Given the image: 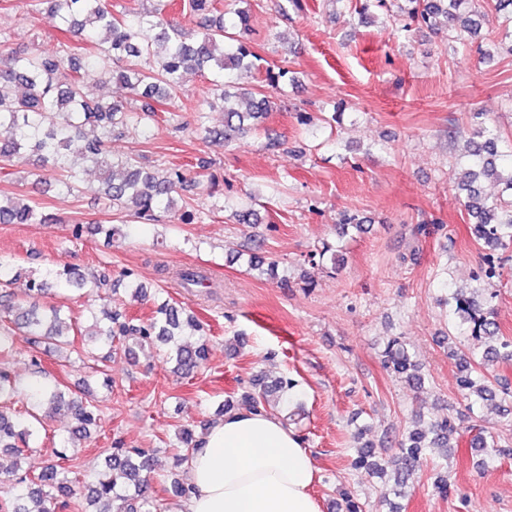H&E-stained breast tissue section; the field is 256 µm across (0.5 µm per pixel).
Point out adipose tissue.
<instances>
[{"label": "adipose tissue", "instance_id": "adipose-tissue-1", "mask_svg": "<svg viewBox=\"0 0 512 512\" xmlns=\"http://www.w3.org/2000/svg\"><path fill=\"white\" fill-rule=\"evenodd\" d=\"M191 492L180 512H321L319 470L282 415L226 412L183 464Z\"/></svg>", "mask_w": 512, "mask_h": 512}]
</instances>
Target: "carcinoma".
<instances>
[{"label":"carcinoma","mask_w":512,"mask_h":512,"mask_svg":"<svg viewBox=\"0 0 512 512\" xmlns=\"http://www.w3.org/2000/svg\"><path fill=\"white\" fill-rule=\"evenodd\" d=\"M234 10L236 19L224 22L215 0H153V6L138 11L117 7L108 0H44L57 18L64 39L51 51L0 52V169L9 174L13 159L23 153L50 164L60 173V186L71 194L77 190L84 173L92 167L105 180V196L117 212L131 211L144 221H157V213L173 212L176 197L190 190L191 179L178 166L145 165L128 156L114 160L108 143L129 130L147 127L155 112L170 111L182 89L184 77L198 73L207 80L204 107L197 111V125L206 127L208 112H224V129L215 136L228 144L248 136L259 128L272 100L250 83L260 71L261 60L253 46L245 41L250 7L247 0ZM473 0H404L399 6L402 30L427 28L446 31L455 38L464 33L475 35L486 23L485 14L465 10ZM196 19L190 29L174 23L170 11L175 5ZM84 36L91 50L81 54L70 37ZM117 81L141 101L134 109L96 95L97 87ZM473 119L480 125L475 138L466 143L469 168L463 173L460 188L467 191L464 208L474 220L470 231L484 249L487 267L478 280L491 286L499 277L494 258L512 246V140L502 147L501 137L483 127V113ZM99 128L89 139L87 125ZM482 177H493L502 188L494 197H483L475 187ZM1 224H37V205L20 196L0 195ZM182 288L197 294L208 293L210 279L198 268L178 272ZM87 277L77 268H48L33 276L22 267L11 274H0V288L17 285L32 299L27 309H4L0 318V353L8 354L16 337H28L32 345L31 379L17 382L0 368V454L11 453L10 468L0 473L15 486L14 494L0 501V512H65L77 509L79 481L70 471L52 460L34 462L37 440L43 428L40 412L66 408L74 425L68 439L81 437L97 425V401L88 395L65 399L60 387L40 380L41 345L57 348L75 346V336H90L94 345H83L86 353L98 348L132 352L129 340L141 346L164 344L162 361L175 363L176 370L188 376L206 359L204 342L192 346L182 340L184 330L196 327L194 316H180L168 300L158 302L151 318L138 322L120 309L102 308L91 313L92 323L81 329L65 315L63 305L43 308L39 298L55 284L81 287ZM448 315L459 321L460 334L481 342V347L463 351L449 347L448 355L459 373V388L470 404L494 400L509 394L508 388H496L485 363L512 360V341L499 336L494 313L456 290L448 289L443 299ZM383 365L415 386L422 376L405 344L389 340L383 350ZM294 382L280 379L241 394L240 400L251 410H269L271 396L280 402L292 390ZM25 393L26 408H15L20 393ZM459 430L449 419L432 422L428 429L409 432L399 443L401 468L417 467L429 448H451ZM484 455H501L494 436L485 430L471 440ZM151 454L140 448H125L115 442L106 459L108 472L98 476L88 488L87 498L96 512H156L155 504L143 495L144 473L152 467Z\"/></svg>","instance_id":"1"}]
</instances>
